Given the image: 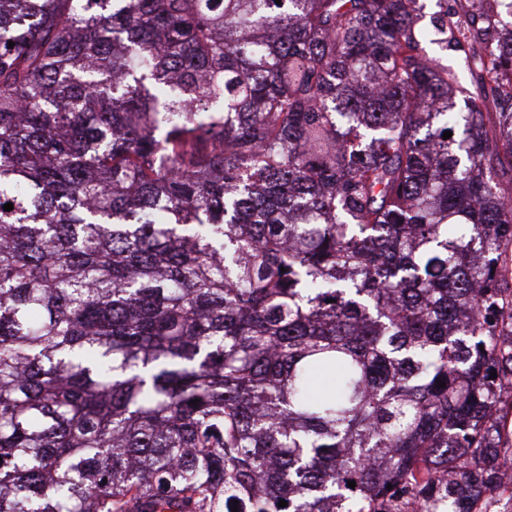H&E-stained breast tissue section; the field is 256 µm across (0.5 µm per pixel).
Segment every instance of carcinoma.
<instances>
[{"label": "carcinoma", "mask_w": 512, "mask_h": 512, "mask_svg": "<svg viewBox=\"0 0 512 512\" xmlns=\"http://www.w3.org/2000/svg\"><path fill=\"white\" fill-rule=\"evenodd\" d=\"M495 3L0 0V512L512 500ZM430 56H435L439 59V67L445 70L448 69V73H454L459 81L468 89L470 95L475 96L478 92V85L472 76V72L468 70L465 56L462 52L457 51H440L435 45H428L426 47Z\"/></svg>", "instance_id": "carcinoma-1"}]
</instances>
